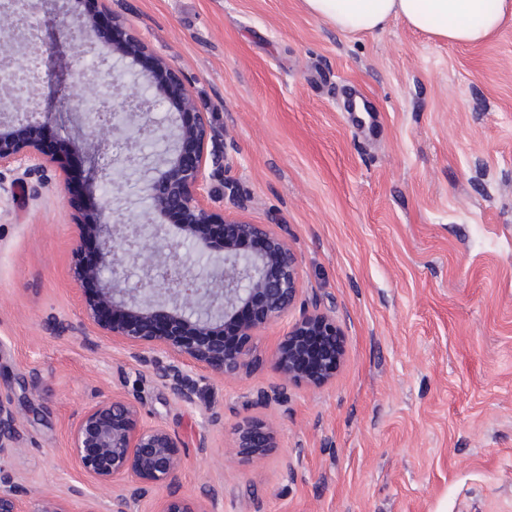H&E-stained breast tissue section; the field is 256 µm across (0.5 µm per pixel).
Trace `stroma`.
<instances>
[{"instance_id":"1","label":"stroma","mask_w":512,"mask_h":512,"mask_svg":"<svg viewBox=\"0 0 512 512\" xmlns=\"http://www.w3.org/2000/svg\"><path fill=\"white\" fill-rule=\"evenodd\" d=\"M104 4L207 112L225 169L205 205L287 240L344 355L323 386L283 384L285 318L260 329L247 372L185 369L190 404L155 378L168 353L84 336L73 241L90 188L73 178L115 145L90 152L56 122L53 159L0 166V402L21 430L0 484L28 506L112 512L70 446L114 395L178 435L179 491L208 512H512V28L456 46L399 19L345 35L301 0ZM53 35L67 94L92 101L111 72L79 32ZM248 415L277 436L250 464L232 448Z\"/></svg>"}]
</instances>
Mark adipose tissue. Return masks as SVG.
Returning a JSON list of instances; mask_svg holds the SVG:
<instances>
[{
    "mask_svg": "<svg viewBox=\"0 0 512 512\" xmlns=\"http://www.w3.org/2000/svg\"><path fill=\"white\" fill-rule=\"evenodd\" d=\"M307 11L348 34L381 31L392 19L451 45L484 43L512 26V0H303Z\"/></svg>",
    "mask_w": 512,
    "mask_h": 512,
    "instance_id": "ef3b65f1",
    "label": "adipose tissue"
}]
</instances>
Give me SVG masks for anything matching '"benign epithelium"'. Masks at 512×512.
Listing matches in <instances>:
<instances>
[{
	"label": "benign epithelium",
	"mask_w": 512,
	"mask_h": 512,
	"mask_svg": "<svg viewBox=\"0 0 512 512\" xmlns=\"http://www.w3.org/2000/svg\"><path fill=\"white\" fill-rule=\"evenodd\" d=\"M90 39L109 27L117 38L104 47L112 67L125 66L135 86L133 93L114 109L123 119L108 126L95 120L89 137L107 129L131 134L124 137L122 162L140 175L141 190L150 199L155 216L153 231L143 235L139 224L109 222L111 205L99 195L82 209L77 219L75 252L81 253L88 237L96 240L98 260L92 266L77 263L74 279L98 282L96 296H85L87 324L100 336L126 346L135 355L142 348L162 349L176 361L155 373L169 383L182 402L195 400L193 387L179 379L182 368H203L216 378L234 377L247 366L252 340L259 329L288 315L302 293L301 260L271 224H251L201 203L210 194L209 180L224 172V159H207L210 121L192 103L178 72L148 45L104 9L78 21ZM181 96L182 111L171 124L160 127L151 114L169 99V91ZM56 138L47 122L0 117V166L39 162L49 157ZM213 171H207V162ZM177 211L174 225L180 238L167 237L165 217ZM191 242L202 250L224 252V263L204 278L186 269L179 250ZM142 262L145 280L136 290L124 287L125 267ZM252 318L239 325L243 343L235 351L224 349V325L245 311ZM334 323L324 314L305 313L287 332L284 346L275 352L273 367L285 381H304L318 387L338 370L343 350L333 337ZM327 336L314 362H309L306 340ZM14 412L0 404V455L18 448ZM181 441L162 424L142 421L137 404L125 397H106L84 413L72 433L75 461L112 496V512H127L125 488L136 482L170 487L178 482L185 457ZM276 447L272 424L255 417L243 419L234 430L236 453L252 461L264 459ZM0 512H25L9 489H0ZM33 512H69L65 500L46 496ZM157 512H205L189 496L169 495L159 501Z\"/></svg>",
	"instance_id": "obj_1"
}]
</instances>
